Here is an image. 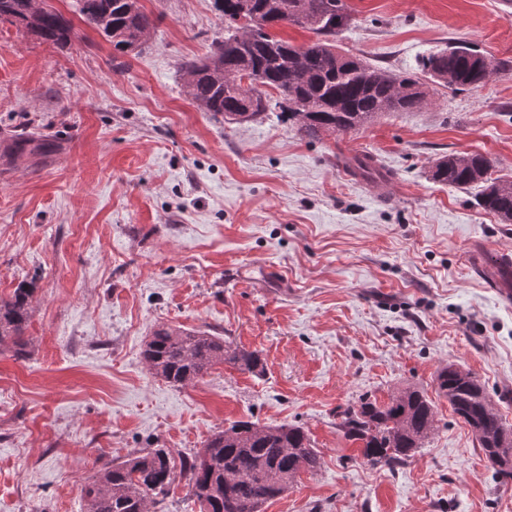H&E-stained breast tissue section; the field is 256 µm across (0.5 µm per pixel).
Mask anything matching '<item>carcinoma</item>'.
<instances>
[{"instance_id": "1", "label": "carcinoma", "mask_w": 512, "mask_h": 512, "mask_svg": "<svg viewBox=\"0 0 512 512\" xmlns=\"http://www.w3.org/2000/svg\"><path fill=\"white\" fill-rule=\"evenodd\" d=\"M30 0H0V22L25 29L44 43L70 44L73 26L56 10H32ZM82 20L112 44L119 55L137 56L151 39L155 22L140 0H77ZM224 18V38L203 59L184 64L186 94L204 112L224 115L230 123L259 121L274 112L296 133L310 140L348 133L385 112H410L427 105L430 86L465 91L486 84L499 70L480 50L467 58L441 49L424 57L421 73L393 72L337 49L336 37L349 24L344 0H214ZM296 25L316 40L296 46L265 30ZM278 93L272 97L268 90ZM44 154L50 145L22 132L0 143V160L26 151ZM365 179L379 168L371 156L352 159ZM482 154L450 153L431 170L435 183L456 188L481 187L478 205L512 223V180L490 176ZM34 289L19 287L0 298V346L22 353ZM148 370L167 382L185 386L214 366L228 363L260 373L258 353L224 343L205 331L156 329L145 341ZM438 392L467 424L502 481L512 480V429L506 427L482 383L453 364L437 375ZM341 429L349 441L362 443L363 460L392 467L412 457L437 430L436 412L426 394L405 387L379 403L363 397L343 413ZM321 457L304 428L236 421L214 433L205 448L176 461L165 448L144 449L110 462L82 487L84 512H168L165 504L176 479L186 481L201 512H262L303 472L320 468Z\"/></svg>"}]
</instances>
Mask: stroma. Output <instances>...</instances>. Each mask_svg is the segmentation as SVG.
I'll use <instances>...</instances> for the list:
<instances>
[{"instance_id":"obj_1","label":"stroma","mask_w":512,"mask_h":512,"mask_svg":"<svg viewBox=\"0 0 512 512\" xmlns=\"http://www.w3.org/2000/svg\"><path fill=\"white\" fill-rule=\"evenodd\" d=\"M346 52L396 72L451 42L504 69L470 91L320 140L275 116L225 122L183 88L224 20L212 0H141L143 52L115 56L75 0H49L76 36L59 48L0 23V139L58 149L0 164V296L34 289L23 355L0 348V512H82L107 462L189 456L238 420L304 427L321 455L263 512H512L435 382L454 363L512 427V305L487 277L512 224L478 188L434 183L442 155L479 152L512 179V13L503 0H345ZM371 154L387 197L339 164ZM259 351L261 375L220 364L195 384L155 377L158 326ZM414 386L438 430L394 469L364 463L341 413Z\"/></svg>"}]
</instances>
